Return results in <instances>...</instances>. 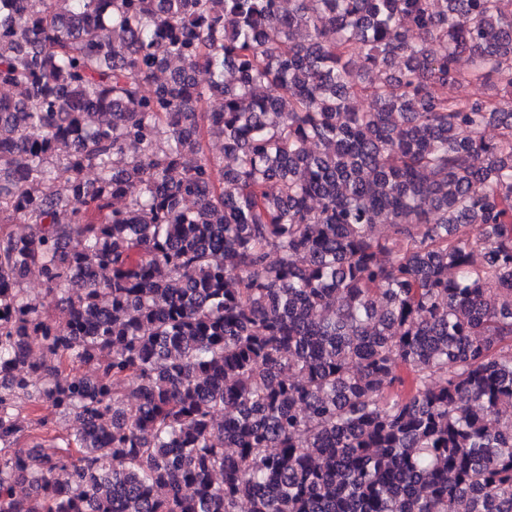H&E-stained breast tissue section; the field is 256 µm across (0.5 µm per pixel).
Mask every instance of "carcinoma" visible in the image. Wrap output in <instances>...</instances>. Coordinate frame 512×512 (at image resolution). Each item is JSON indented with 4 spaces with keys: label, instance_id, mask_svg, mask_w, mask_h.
<instances>
[{
    "label": "carcinoma",
    "instance_id": "obj_1",
    "mask_svg": "<svg viewBox=\"0 0 512 512\" xmlns=\"http://www.w3.org/2000/svg\"><path fill=\"white\" fill-rule=\"evenodd\" d=\"M292 2L0 0V512H512V10ZM19 413L25 425H27L30 419L36 418V415L47 416L52 421V428L55 429L56 434L60 435L61 438L65 437L68 433L73 418L72 415L59 414L48 405H44L40 410L34 412L31 406L23 404Z\"/></svg>",
    "mask_w": 512,
    "mask_h": 512
}]
</instances>
